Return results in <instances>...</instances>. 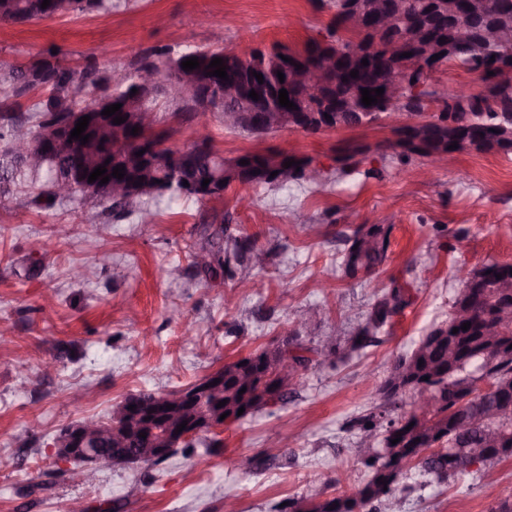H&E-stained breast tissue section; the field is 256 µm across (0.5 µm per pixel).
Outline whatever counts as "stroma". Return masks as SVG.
Instances as JSON below:
<instances>
[{"mask_svg":"<svg viewBox=\"0 0 512 512\" xmlns=\"http://www.w3.org/2000/svg\"><path fill=\"white\" fill-rule=\"evenodd\" d=\"M332 12L319 0H111L107 9L23 25L0 23V66L54 48L83 68L88 59L113 81L133 72L136 51L302 48L327 34ZM438 98L459 89L484 92L476 73L456 66L425 81ZM206 126L214 150L230 159L280 149L326 168L320 185H232L222 198L160 197L152 223L118 219L95 199L36 206L32 188L0 196V512H280L282 503L361 483L367 470L346 423L380 405L378 384L395 359L446 319L461 283L456 271L512 261V158L467 152L430 167L401 160L388 144V121L317 135L282 130L263 137L224 127L213 114H181L160 102L156 129L172 150L189 147ZM362 145L357 171L337 173L338 149ZM253 199L240 208L242 196ZM222 218L248 236L264 264L232 263L209 281L192 265L203 220ZM361 224L391 228L388 257L369 276L328 274L339 267L338 232ZM438 224L448 232L435 233ZM467 227L463 241L453 229ZM82 269L83 280L71 277ZM414 282L413 303L376 346L336 364L313 365L291 402L256 412L225 429L222 448L198 444L168 459L110 467L82 483L65 476L53 441L81 419L109 418L142 389H181L260 349L293 337L319 342L351 336L381 289ZM287 448L263 471L246 475L243 457L267 454L279 436ZM41 485L29 494L32 485ZM512 486V458L464 479L437 484L408 472L391 512H498Z\"/></svg>","mask_w":512,"mask_h":512,"instance_id":"obj_1","label":"stroma"}]
</instances>
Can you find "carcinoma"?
Returning <instances> with one entry per match:
<instances>
[{"mask_svg":"<svg viewBox=\"0 0 512 512\" xmlns=\"http://www.w3.org/2000/svg\"><path fill=\"white\" fill-rule=\"evenodd\" d=\"M43 0H0V21L26 24L65 15L71 12H93L106 7V0H52L47 8H41ZM375 9H382L394 16L393 27L381 35L387 41L405 40L413 43L409 51L435 41L449 38L452 17L438 11L435 0H361ZM327 6L335 10L336 28L330 30L337 36L335 42L308 41L303 49L293 50L279 44L259 51L254 61L243 65L237 60L224 61L229 80L213 81L203 85V93L209 94V111L225 119L228 112L245 110L253 99L250 91L256 89L258 80L253 76L257 62L268 58L281 59L286 56L304 66L328 63L337 81L328 89L333 103L347 105L354 94L362 88L371 91L378 87L382 74L399 69H409L413 57L388 55L382 51L368 65H362L360 52L373 34L357 35V41L338 36L339 29L347 28L348 4L343 0H328ZM478 27L505 25L512 32V0H490L483 13L474 17ZM222 50L202 48L175 56L163 50L141 51L137 54L135 70L121 82L112 86L110 78L89 61L81 71L74 70L58 59L52 51L40 57L11 66L0 74L4 85L3 102L0 103V194L16 184L30 182L40 186L38 197L47 200V205L76 199L98 198L111 202L114 209L139 214L143 220L150 213L144 204L157 196L190 198L179 183L169 174L172 151L166 149L162 165L147 163L125 170L127 179L140 186L125 196L112 195L102 188L95 193L76 182L69 196L57 195L55 187L68 171L75 169L80 160L68 154L47 158L38 165H28L17 157L12 143L17 139L37 140L51 123H59L87 111V104L95 102L98 111L120 103L122 107L115 115L130 117L147 107L157 110L158 100L163 98L177 106L180 112H191L193 108L166 95L163 89L156 90L149 98L132 94L137 87L140 73L155 68L163 81L178 83L184 69L181 63L191 57L198 58L200 66L196 72L200 79H208V65L221 56ZM505 61L509 71H492L490 58ZM455 64L477 72L485 82V92L475 96L476 102L458 104L453 114V126L443 135L432 138L427 149L405 148L397 139L389 144L403 159L426 158L428 151L446 149L455 137L469 142L468 152L477 154H502L512 156V123L505 119L506 111L512 110V37L499 45L475 42L464 47L448 44L440 65ZM358 71V77L350 72ZM493 75H488V72ZM416 81L409 82L402 98L392 101L378 98L372 105L371 122L390 117L395 112H420L421 102L431 96L422 89V77L412 74ZM42 88L48 96L37 103L35 111L24 114L18 111L20 99L33 89ZM131 125L113 123V117H102L97 125L100 136L98 158L89 162L96 168L139 149L138 136L130 134ZM366 149L359 145L349 146L336 153V169L346 172L361 163ZM277 154L283 160L301 161L303 157L285 150H264L244 154V159L258 166ZM224 168V159L210 151L196 159V172L204 180L211 170ZM302 180L296 166L288 168V179L267 178L252 182L254 187L286 186ZM206 242L192 254L195 266L209 279L222 278L228 271L230 257L248 258L258 263L264 261L265 252L257 247L255 240L226 235L227 229H201ZM390 228L382 224H362L353 233L338 234L345 245L341 268L344 275L354 277L370 274L386 260L389 247ZM233 242L232 251L224 249V239ZM210 258L203 265L198 262L199 252ZM483 268L492 272L491 283L476 286L471 294L474 315L469 319L471 327L463 331L454 316L433 327L420 338L408 353L399 356L390 372L378 385L382 404L366 410L349 421V429L356 432L364 455V464L369 469L368 478L355 487L353 492L335 496L321 493L311 497H300L288 502L290 512H363L374 502L388 501L394 494L400 479L407 474L406 466L416 463L419 475L439 484L447 483L472 473V466H487L512 457V408L499 404L497 391H512V356H501L484 340L487 329L496 327L495 335L507 336L512 342V262H489ZM410 304V291L401 285H393L378 294L366 314L364 322L350 338L347 352L364 350L379 343L381 332L391 326L394 318ZM458 332H453V329ZM320 345L295 343L288 351V360L294 371L305 370L317 360ZM224 399L238 400L240 390L248 396L247 410L238 416L243 420L265 407L264 395L274 403L285 404L295 383H283L276 368V359L267 349L256 351L236 361L224 364ZM428 389L437 404L429 411L419 414L414 409V399ZM409 406V410L395 418L386 417L387 408ZM490 434L504 437V446L491 447L486 442ZM399 439L393 444L391 440ZM152 444L135 437L125 446L112 449V453H125L131 457L142 454ZM382 482H377V479Z\"/></svg>","mask_w":512,"mask_h":512,"instance_id":"1","label":"carcinoma"}]
</instances>
